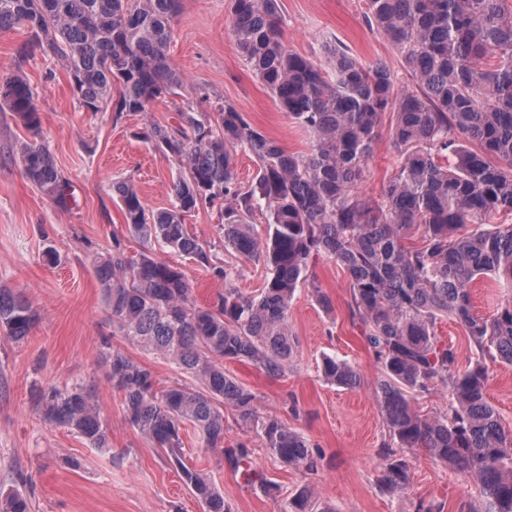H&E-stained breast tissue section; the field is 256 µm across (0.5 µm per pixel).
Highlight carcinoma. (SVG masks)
Wrapping results in <instances>:
<instances>
[{
	"mask_svg": "<svg viewBox=\"0 0 512 512\" xmlns=\"http://www.w3.org/2000/svg\"><path fill=\"white\" fill-rule=\"evenodd\" d=\"M230 33L256 78L288 119L311 137L306 154L291 153L224 103L212 112L179 110L175 127L151 124L138 137L179 166L170 205L146 209L131 179L112 182L127 232L142 251L132 258L114 239L94 274L114 334L190 374L200 384L157 388L153 370L104 345L112 386L131 425L166 453L203 512H231L224 494L184 462L181 430L197 431L250 482L253 449L225 444L224 408L241 429L256 431L267 452L303 474L317 470L319 452L279 419L262 417L256 395L224 371L247 362L271 377L288 370L296 348L289 310L307 281L308 261L325 254L349 276L351 316L362 328L382 376L375 397L393 444L382 448L376 477L390 495L411 482L407 455L430 458L472 477L485 504L460 512H512V430L487 398L490 365H512V293L497 314L473 313L470 285L484 277L512 288V0H367V15L396 47L412 87L382 61L364 63L339 44L326 46L332 72L294 51L283 38L277 0H231ZM181 0H0V32L27 27L32 46L65 66L74 98L97 112L119 89L116 111L144 112L177 94L186 79L168 59L171 22ZM0 107L36 131L35 93L21 75L0 83ZM393 112L391 139L400 164L380 200L359 191L383 114ZM253 157L252 183L236 179L234 154ZM27 180L67 209L70 184L50 151L24 144ZM216 210L224 249L269 270L263 288L246 295L231 286L233 267L189 233L186 219ZM266 213L258 233L252 217ZM424 228V245H404ZM166 247L224 280V293L201 306L180 268L159 259ZM460 323L473 345L460 370L455 352L436 336L442 317ZM38 321L20 293L0 287V330L22 343ZM331 383L354 387L360 375L332 356L322 360ZM448 389L444 412L420 413L412 394ZM44 420L67 428L94 448L109 447L107 425L90 391L74 386L40 395ZM0 512H30L27 496L0 497ZM283 512H336L302 488Z\"/></svg>",
	"mask_w": 512,
	"mask_h": 512,
	"instance_id": "obj_1",
	"label": "carcinoma"
}]
</instances>
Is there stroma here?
Instances as JSON below:
<instances>
[{
    "label": "stroma",
    "mask_w": 512,
    "mask_h": 512,
    "mask_svg": "<svg viewBox=\"0 0 512 512\" xmlns=\"http://www.w3.org/2000/svg\"><path fill=\"white\" fill-rule=\"evenodd\" d=\"M291 48L323 61L324 47L335 42L363 61L387 64L400 85H407L404 60L366 17L365 0H279ZM229 0H182L172 24L171 63L187 77L184 95L154 101L144 112H89L72 95L60 61L30 49L32 35L18 27L0 32V78L19 74L37 95L38 132L29 131L10 112L0 111V286L19 291L38 312L29 338L15 343L0 334V490L24 486L32 512H202L161 449L152 447L129 423L121 395L112 386L102 358L111 342L150 365L165 384H191L140 345L112 333L110 314L94 276V260L120 238L128 255L140 250L129 237L112 183L133 178L147 209L167 207L175 163L139 134L146 125L176 124L186 104L210 112L230 103L255 128L291 152H307L306 133L292 123L255 77L230 34ZM391 116H384L373 156L364 167L360 189L379 198L399 165L390 138ZM38 141L54 156L71 185L74 204L58 208L24 176L21 143ZM187 229L207 241L224 261H235L234 288L256 294L268 274L264 265L233 260L224 249L217 219L203 207L188 217ZM60 254L58 265L42 257L46 246ZM178 265L199 305L213 302L224 282L191 259L161 251ZM308 280L295 293L290 326L298 340L285 376L272 378L234 360L224 369L256 394L261 416H274L300 432L323 461L316 474L304 475L267 453L259 436L230 426L227 437L253 449V465L265 484L247 483L225 457L203 448L192 428L182 432L184 453L223 492L232 512H279L302 486H310L319 504L337 512H415L419 501L441 512H458L465 503L481 507L475 481L425 454L409 459L407 494L389 495L376 484L379 451L390 441L374 395L379 364L354 325L346 272L323 255L312 256ZM331 301L323 308L316 298ZM354 365L361 383L343 388L321 373L324 356ZM81 384L98 403L108 427L109 448L88 447L68 429L45 422L40 391ZM488 399L505 427L512 429V365L493 364Z\"/></svg>",
    "instance_id": "stroma-1"
}]
</instances>
